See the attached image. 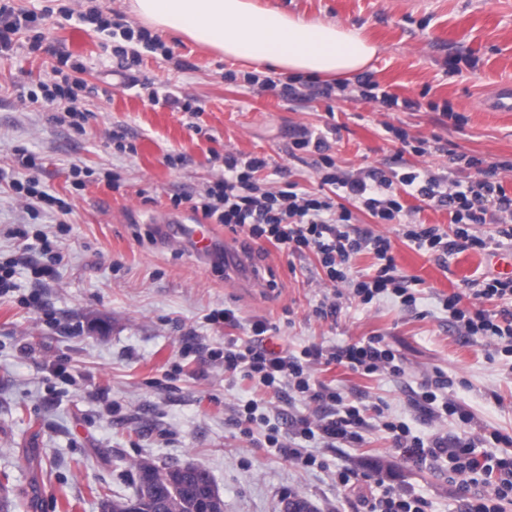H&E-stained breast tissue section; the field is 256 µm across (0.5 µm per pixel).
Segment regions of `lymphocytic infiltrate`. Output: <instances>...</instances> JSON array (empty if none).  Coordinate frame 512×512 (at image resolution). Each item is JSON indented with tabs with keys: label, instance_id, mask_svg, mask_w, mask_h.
Listing matches in <instances>:
<instances>
[{
	"label": "lymphocytic infiltrate",
	"instance_id": "obj_1",
	"mask_svg": "<svg viewBox=\"0 0 512 512\" xmlns=\"http://www.w3.org/2000/svg\"><path fill=\"white\" fill-rule=\"evenodd\" d=\"M84 22L105 31L117 29L128 40L140 42L151 52L164 51V44L143 28H134L121 14L103 15L94 9L83 14ZM40 17L34 11H20L14 0H0V55L14 53L19 47L22 32L37 27ZM85 66L73 59L71 53L58 54V64L51 77L39 85L38 92L29 93L30 101L65 103V111L73 126H81L85 113L78 91L82 82L78 75ZM338 126L325 131L302 133L292 144L293 149L314 151L317 154L316 174L320 192L298 188L296 183L271 190L257 179L258 173L269 165L267 157L240 156L232 152L224 155V175L199 196H176L173 207L188 205L190 210L202 214L213 223L224 226L232 233H243L249 239L266 240L288 254L314 253L325 269L330 282L344 284L361 303L368 304L384 295L399 298L406 307L413 306L416 297L405 280L399 276L387 237L366 233L353 236L346 226L353 219L354 209L368 212L381 224L399 222L404 210L402 194L447 208L454 233L448 234L438 227L421 222L408 224L405 238L417 250L440 255H454L468 249L488 250L490 240L472 233L476 224L494 219L502 235L512 237V197L508 196L496 178L497 164L484 158L449 150L453 164L447 175L432 170H410L404 173L385 172L368 167L356 173L342 171L329 153L330 135L338 133ZM17 169L0 167V183H6L23 205L39 201L58 212H71L69 203L50 195L40 186L33 170L39 169L36 156L20 154ZM27 169L29 177H19V169ZM333 187V194H325V187ZM373 253L377 263L374 274L354 275L350 261L361 252ZM460 295L444 299L443 305L450 321L469 336L486 337L490 343L505 344L512 353V309L491 312L485 309L460 308ZM252 336L241 344L231 339L224 344V370L257 380L269 392L277 394L289 388L305 399L327 408L328 413L318 423L298 420L292 424L291 434L282 436L270 431L266 440L270 447L282 449L288 458L305 466L315 459L306 453L305 442L320 438L328 444L357 441L359 431L367 424V407L352 404L335 388L314 379L316 365L337 364L367 376L378 372L395 375L405 371L403 360L383 337L326 350L310 347L294 354L273 352L262 345L268 331L266 323L251 326ZM454 382L444 375L423 379L418 393V406L436 418L457 416L466 425L472 424L473 415L462 409L447 394ZM396 448L414 463L426 465L444 462L449 476L469 475L488 480L492 491L471 499L468 512H500V505L512 501V434L498 430L477 437L463 436L455 442L432 435L416 436L403 422L383 421Z\"/></svg>",
	"mask_w": 512,
	"mask_h": 512
}]
</instances>
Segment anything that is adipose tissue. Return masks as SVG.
Segmentation results:
<instances>
[{
    "label": "adipose tissue",
    "mask_w": 512,
    "mask_h": 512,
    "mask_svg": "<svg viewBox=\"0 0 512 512\" xmlns=\"http://www.w3.org/2000/svg\"><path fill=\"white\" fill-rule=\"evenodd\" d=\"M130 9L160 34L184 35L225 58L284 75H350L377 53L359 29L262 8L253 0H130Z\"/></svg>",
    "instance_id": "adipose-tissue-1"
}]
</instances>
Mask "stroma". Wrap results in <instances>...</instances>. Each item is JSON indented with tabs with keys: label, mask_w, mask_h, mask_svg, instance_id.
<instances>
[{
	"label": "stroma",
	"mask_w": 512,
	"mask_h": 512,
	"mask_svg": "<svg viewBox=\"0 0 512 512\" xmlns=\"http://www.w3.org/2000/svg\"><path fill=\"white\" fill-rule=\"evenodd\" d=\"M280 10L362 28L379 46L369 72L379 85L421 103L418 112L387 109L361 99L356 84L326 98L288 101L282 85L260 89L246 82L239 63L184 37L165 38L171 59L141 51L140 64L122 72L112 53L121 35L100 32L67 15L70 0H15L21 11L51 6L39 29L44 48L0 58V165L22 153L40 157L36 175L49 192L72 205L68 216L24 208L0 189V263L16 262L13 293L0 298V484L8 512H100L101 494L133 493L130 464L142 457L206 470L224 500V512H280L287 495L305 496L316 512H366L383 485L422 497L426 512H467L485 484L458 490L447 467L414 465L377 427L340 448L310 443L317 463L305 467L269 448L262 431L243 434L236 410L252 396L249 382L225 373L213 358L224 342L248 341L253 323L271 325L264 345L292 351L326 349L370 336L383 337L404 360L401 375L370 376L341 366H316L319 381L356 403H377L388 419L413 434L455 439L463 432H512V356L481 336L448 324L443 299L483 281L512 276V240L500 249L467 250L443 258L416 250L405 224H376L357 212L353 228L388 237L398 271L419 278L415 306L384 297L370 304L332 286L314 254L291 257L274 246L259 249L245 235L217 228L227 252H250L247 276L227 278L223 264L199 258L163 230L202 223L176 194L197 195L222 177L225 153L266 156L260 180L316 187L315 153L290 155L302 129L329 121L341 127L330 153L347 171L372 166L448 168L446 154H403L385 126L440 138L459 152L512 161V112L488 108L500 87L512 84V0H259ZM65 49L82 57L91 85L82 103L86 119L74 128L66 114L29 103L26 93L47 79ZM108 90L110 101L100 92ZM188 94L197 115L153 106L148 90ZM450 106L462 124L442 119ZM123 135L131 153L116 150ZM87 170L74 189L72 167ZM117 175L119 190L107 183ZM42 231L63 261L52 275L29 269L37 252L15 234ZM336 315L319 317L323 300ZM232 309V324L208 314ZM442 371L453 379L451 399L474 416L436 420L414 402L423 377ZM325 411L292 392L272 398L270 425L283 419L317 420ZM360 472L341 486L336 473Z\"/></svg>",
	"instance_id": "stroma-1"
}]
</instances>
